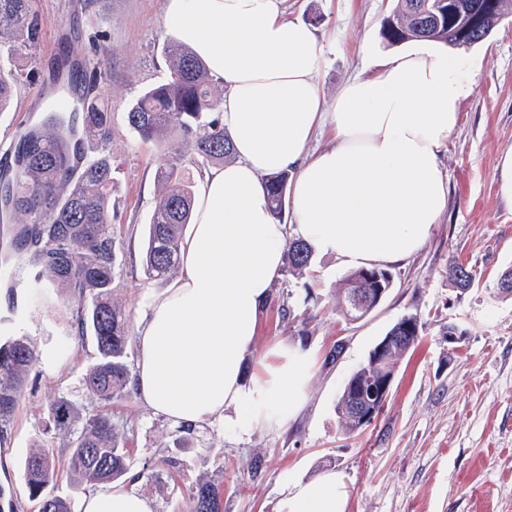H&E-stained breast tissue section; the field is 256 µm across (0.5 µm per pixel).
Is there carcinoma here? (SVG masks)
Instances as JSON below:
<instances>
[{
  "label": "carcinoma",
  "instance_id": "carcinoma-1",
  "mask_svg": "<svg viewBox=\"0 0 512 512\" xmlns=\"http://www.w3.org/2000/svg\"><path fill=\"white\" fill-rule=\"evenodd\" d=\"M486 0H398L386 17L381 38L389 46L408 40L431 39L452 47H470L483 42L501 18L512 15V0H493L484 27L471 28L472 14L466 5ZM32 0H0V42L31 47L39 39ZM170 76L145 89L128 113L129 126L139 135L166 147L157 176L162 193L146 231L147 278L165 280L180 263V244L189 223L193 203L192 186L181 176L186 157L202 164L222 162L231 156L230 137L219 118L206 119L215 111L214 79L190 49L181 44L168 47ZM112 138V115L104 103L83 96L78 106L60 111L52 108L41 121L20 135L14 146L15 169L0 174V189L8 197V214L21 217L12 225L9 249L18 268L25 270L26 288H64L78 303L70 333L89 336L95 345V360L85 374L89 392L110 402L129 397L130 369L127 363L129 322L122 308L112 301L116 279V237L112 227V155L107 144ZM289 174L265 178L273 214L285 206ZM311 247L301 239L288 243V269L307 268ZM460 264L448 267V282L467 288L476 274L458 277ZM365 270L349 273L339 289V308L350 320L357 318L352 302L358 289H368ZM412 321L416 347L423 324L416 316H405L387 332L404 335L403 326ZM39 350L25 336L0 342V430L14 417L31 372L39 362ZM346 391L336 404L341 429L361 432L349 420ZM50 422L58 431L73 430L75 405L60 397L49 409ZM68 458L76 482L107 483L129 472L127 438L108 414H90L70 442ZM55 460L45 451L26 457L24 473L29 497L38 512H74V502L48 490ZM189 512H224V482L216 478L197 480L189 491Z\"/></svg>",
  "mask_w": 512,
  "mask_h": 512
}]
</instances>
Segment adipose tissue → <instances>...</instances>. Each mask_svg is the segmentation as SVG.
<instances>
[{
	"label": "adipose tissue",
	"mask_w": 512,
	"mask_h": 512,
	"mask_svg": "<svg viewBox=\"0 0 512 512\" xmlns=\"http://www.w3.org/2000/svg\"><path fill=\"white\" fill-rule=\"evenodd\" d=\"M281 0H166V32L224 83L219 118L233 158L198 182L180 275L151 302L136 336V388L165 417L205 423L232 411L278 428L299 411L313 356L279 344L245 379L259 312L280 278L288 226L263 188L288 172L299 235L348 268L400 262L421 249L447 206L440 154L474 90L447 46L417 41L358 75L326 103L317 30L285 17ZM335 142L318 150L317 131ZM342 474L287 484L279 512H347ZM80 512H154L119 485L85 495Z\"/></svg>",
	"instance_id": "adipose-tissue-1"
}]
</instances>
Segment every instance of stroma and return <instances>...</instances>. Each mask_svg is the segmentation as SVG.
<instances>
[{"label":"stroma","instance_id":"obj_1","mask_svg":"<svg viewBox=\"0 0 512 512\" xmlns=\"http://www.w3.org/2000/svg\"><path fill=\"white\" fill-rule=\"evenodd\" d=\"M164 0H34L39 40L28 50L0 49V73L17 83L0 110V153L19 125H36L54 102L50 88L59 61L82 58L96 70L93 94L112 112V175L118 211L117 276L113 300L138 323L151 299L167 288L146 279L145 232L158 199L159 149L127 122L130 104L146 87L169 75L166 51L173 38L162 25ZM397 0H285L290 19L306 22L322 38L320 74L326 102L375 59L394 55L383 43V20ZM462 81L474 91L440 157L448 203L425 245L390 265L392 286L381 304L359 322L341 312L338 291L349 270L336 257L313 254L309 267L283 272L258 322L247 372H254L279 342L309 350L315 359L305 401L287 425L242 430L215 420L195 425L175 463L167 448L179 425L144 407L137 397L105 403L89 393L84 377L92 341H64L77 309L61 301L45 308L28 289L0 279V337L24 335L39 346L13 420L0 432V484L9 490L10 512H37L23 478L34 450L53 452L55 494L75 501L106 491L103 483L76 486L67 466L68 438L49 429V404L58 397L82 413L112 415L127 425L132 470L150 465L152 481L134 487L155 512H187L192 484L202 477L224 481V512H278L287 482L334 470L349 489L348 512H512V294L498 280L512 269V203L498 191L497 161L512 149V17L482 43L452 51ZM460 263L477 280L453 289L446 268ZM419 316V344L399 361L388 402L375 422L349 435L338 425L336 403L351 374L402 317ZM461 336L449 343L446 324ZM344 350L335 362L327 355ZM261 458L262 468L250 464Z\"/></svg>","mask_w":512,"mask_h":512}]
</instances>
